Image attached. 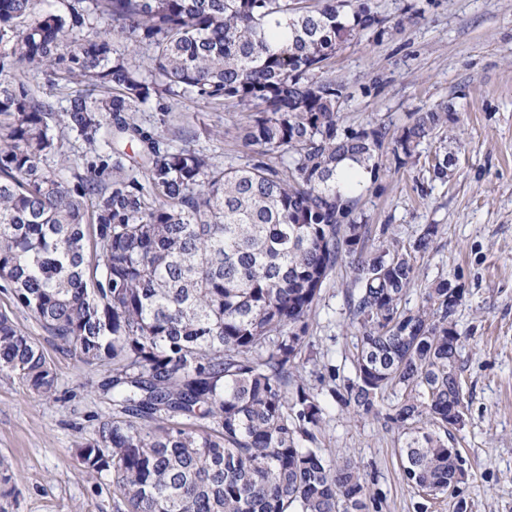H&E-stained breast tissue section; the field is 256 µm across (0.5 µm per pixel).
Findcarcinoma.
<instances>
[{"label": "carcinoma", "mask_w": 512, "mask_h": 512, "mask_svg": "<svg viewBox=\"0 0 512 512\" xmlns=\"http://www.w3.org/2000/svg\"><path fill=\"white\" fill-rule=\"evenodd\" d=\"M45 2L0 0V290L109 373L112 415L76 458L112 479L117 512H381L372 473L318 447L324 406L302 373L310 362L336 381L302 354L341 265L359 338L354 379L328 393L397 430L408 484L448 492L462 472L450 443L463 294L441 278L405 310L438 225L406 244L389 224L375 236L361 195L337 184L345 161L364 173L357 186L376 183L384 152L401 168L456 122L444 104L397 129L343 127L326 73L385 19L368 0H71L66 16ZM117 39L149 50L150 66ZM39 67L70 90L63 111L29 84ZM163 93L245 110L254 157L226 167L145 131L133 113ZM59 126L105 148L82 171L53 168ZM0 372L56 391L51 362L3 311Z\"/></svg>", "instance_id": "carcinoma-1"}]
</instances>
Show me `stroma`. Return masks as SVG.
<instances>
[{
	"instance_id": "obj_1",
	"label": "stroma",
	"mask_w": 512,
	"mask_h": 512,
	"mask_svg": "<svg viewBox=\"0 0 512 512\" xmlns=\"http://www.w3.org/2000/svg\"><path fill=\"white\" fill-rule=\"evenodd\" d=\"M389 29L347 45L329 74L342 90L344 124L400 125L417 111L452 104L453 134L423 140L405 168L384 155L376 184L362 188V212L373 226L393 225L398 239L425 224L439 234L418 259L407 309L417 310L438 278L462 285L455 315L465 341L459 353L464 426L454 442L466 480L454 492L420 495L402 476L397 433L381 419L328 402L319 446L332 463L351 460L372 472L384 495L382 512H512V0H430L411 19L414 0H369ZM137 123L171 145L190 147L222 165H241V111L199 98L161 95L136 112ZM448 157V178L429 164ZM353 282L337 268L323 288L310 330V351L336 367V386L352 378L357 338L344 305ZM0 310L43 350L56 369L52 396L32 393L0 372V512H116L109 477H89L75 450L111 415L104 368L59 349L52 338L0 292Z\"/></svg>"
}]
</instances>
